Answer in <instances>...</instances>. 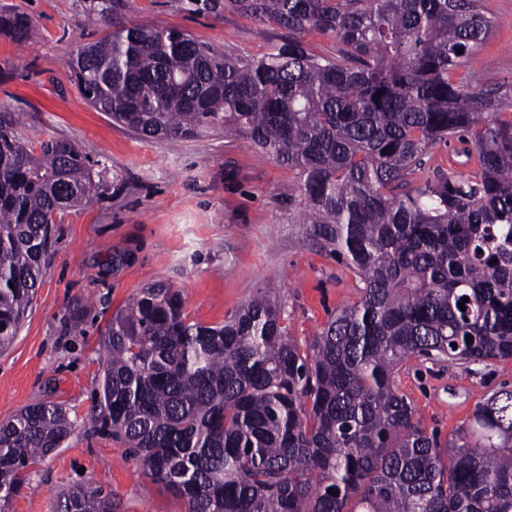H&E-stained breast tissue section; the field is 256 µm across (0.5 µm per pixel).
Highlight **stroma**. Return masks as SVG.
<instances>
[{
    "instance_id": "obj_1",
    "label": "stroma",
    "mask_w": 512,
    "mask_h": 512,
    "mask_svg": "<svg viewBox=\"0 0 512 512\" xmlns=\"http://www.w3.org/2000/svg\"><path fill=\"white\" fill-rule=\"evenodd\" d=\"M496 26L467 56L477 83L512 81V0H482ZM37 31L18 46L0 34V108L25 115L38 140L72 141L93 161L97 194L52 227L42 283L12 343L0 351V422L25 406L67 409L73 434L27 469L7 512H52L75 484L101 487L117 512H186L145 475L121 440L99 429L97 387L107 324L141 288L181 290L189 320L219 325L253 297L284 308L289 336L310 342L362 282L300 224L298 177L243 138L147 140L92 108L70 78L80 45L146 18L220 52L259 57L285 30L199 0H0ZM427 432L447 440L479 403L512 386V361L413 358L395 378Z\"/></svg>"
}]
</instances>
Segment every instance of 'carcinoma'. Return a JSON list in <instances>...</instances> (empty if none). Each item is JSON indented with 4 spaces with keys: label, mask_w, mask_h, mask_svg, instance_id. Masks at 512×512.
Returning a JSON list of instances; mask_svg holds the SVG:
<instances>
[{
    "label": "carcinoma",
    "mask_w": 512,
    "mask_h": 512,
    "mask_svg": "<svg viewBox=\"0 0 512 512\" xmlns=\"http://www.w3.org/2000/svg\"><path fill=\"white\" fill-rule=\"evenodd\" d=\"M221 7L288 40L247 57L138 21L70 58L79 92L146 139L242 137L288 165L302 223L364 287L304 349L265 296L208 326L173 285L141 289L107 325L101 427L188 512H512V388L443 443L394 384L413 357L512 360V82L472 87L461 72L494 18L481 0H205ZM312 31L336 50L314 52ZM0 34L36 38L10 9ZM22 130L0 111L1 350L40 286L55 216L98 190L74 143ZM451 138L478 171L411 185ZM72 430L46 403L0 423V512ZM55 512L116 505L77 485Z\"/></svg>",
    "instance_id": "1"
}]
</instances>
